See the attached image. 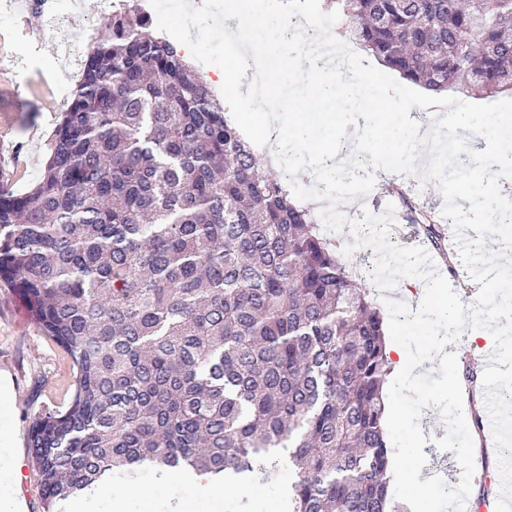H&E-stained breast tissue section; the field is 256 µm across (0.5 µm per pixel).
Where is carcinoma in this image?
I'll list each match as a JSON object with an SVG mask.
<instances>
[{"label":"carcinoma","mask_w":512,"mask_h":512,"mask_svg":"<svg viewBox=\"0 0 512 512\" xmlns=\"http://www.w3.org/2000/svg\"><path fill=\"white\" fill-rule=\"evenodd\" d=\"M326 2L432 93L512 91V0ZM262 166L141 0L112 12L40 180L0 186V280L77 368L30 427L45 512L152 467L267 483L281 449L291 512H390L384 316Z\"/></svg>","instance_id":"obj_1"}]
</instances>
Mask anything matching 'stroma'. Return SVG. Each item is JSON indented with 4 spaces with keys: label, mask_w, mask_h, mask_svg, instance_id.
<instances>
[{
    "label": "stroma",
    "mask_w": 512,
    "mask_h": 512,
    "mask_svg": "<svg viewBox=\"0 0 512 512\" xmlns=\"http://www.w3.org/2000/svg\"><path fill=\"white\" fill-rule=\"evenodd\" d=\"M21 10L0 13V115L6 131L0 135V183L14 193L29 191L37 182L48 158V148L55 130L68 108L72 92L81 77L82 64L92 37L102 30L100 17L112 12L121 0H59V16L65 33L64 42L48 36L51 16L34 6V0H22ZM20 106H13L14 97ZM375 185L369 196L360 198L353 214L369 210L381 214L394 206L400 220H407L403 205L395 204L388 192L391 184L402 185L410 193L413 205L440 216L443 197L435 184L419 187L413 177L375 171ZM11 376L12 392L6 413L0 414V429L17 428L19 441L13 456L20 473L11 477L13 484H26L30 496L28 512H43L41 487L28 460V434L33 415L39 410L66 403L67 392L73 391L76 369L72 360L33 321L14 288L0 281V373ZM420 426L430 442L423 448L428 457L427 470H440L449 485H457L461 468L455 456L439 462L435 439L443 438L446 429L438 408H429L421 416ZM473 485L487 490L499 486V451L508 442L499 437L477 432ZM295 478L288 466H281L278 482L248 485L247 493L228 490L224 493L221 512H283L280 501L282 485ZM113 488L137 487L148 490V498L136 504L135 512H182L181 498H194L202 512H209L210 502L195 486H185L181 497L167 494V480L149 473L134 480L116 479Z\"/></svg>",
    "instance_id": "obj_1"
}]
</instances>
